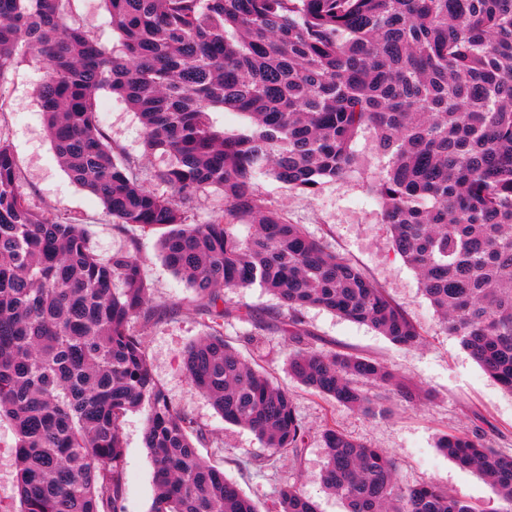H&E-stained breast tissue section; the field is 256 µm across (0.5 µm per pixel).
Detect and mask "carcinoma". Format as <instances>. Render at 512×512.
I'll use <instances>...</instances> for the list:
<instances>
[{"label":"carcinoma","instance_id":"obj_1","mask_svg":"<svg viewBox=\"0 0 512 512\" xmlns=\"http://www.w3.org/2000/svg\"><path fill=\"white\" fill-rule=\"evenodd\" d=\"M62 0H0V84L26 48L55 155L116 224L166 227L165 263L206 300L185 374L224 421L297 460L306 430L291 395L224 341V291L258 286L286 315L255 323L288 337L301 385L368 415L416 388L371 358L309 347L319 307L412 348L423 330L348 258L310 238L258 191L263 175L314 193L356 163L366 132L393 249L419 275L439 323L512 393V0H105L121 54L64 19ZM108 90L136 112L164 160L159 194L115 156L96 112ZM249 118L228 134L208 112ZM224 209L190 222L201 192ZM239 224L252 227L244 239ZM135 249L99 258L82 226L31 207L0 138V418L15 435L19 512H121V425L146 409L151 512H259L197 443L195 416L154 382L136 324L159 318ZM323 484L346 512H481L431 483H400L391 456L334 426L321 432ZM437 448L480 472L512 508V455L449 432ZM276 512H318L291 483Z\"/></svg>","mask_w":512,"mask_h":512}]
</instances>
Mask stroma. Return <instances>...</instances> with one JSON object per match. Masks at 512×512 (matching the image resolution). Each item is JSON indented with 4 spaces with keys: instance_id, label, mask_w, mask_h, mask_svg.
<instances>
[{
    "instance_id": "1",
    "label": "stroma",
    "mask_w": 512,
    "mask_h": 512,
    "mask_svg": "<svg viewBox=\"0 0 512 512\" xmlns=\"http://www.w3.org/2000/svg\"><path fill=\"white\" fill-rule=\"evenodd\" d=\"M62 11L69 23L86 30L105 51L118 50L120 37L112 30L104 0H63ZM45 75V62L21 50L0 83V137L13 148L19 190L35 210L76 219L99 258L138 247L152 302L164 309L161 319L143 331L152 375L174 406L193 413L206 428L207 437L198 446L205 460L223 467L226 476L257 502L261 512H273L278 487L284 482L296 484L319 512H345L343 502L327 493L322 484L326 450L321 431L330 424L388 451L402 484L430 481L481 505L486 512H503L504 502L487 481L478 472L459 467L436 442L448 431L477 430L500 452L512 453V394L482 370L455 336L439 327L416 271L393 251L380 219V203L370 188V176L378 165L370 136L358 142L355 170L344 180L325 183L316 194L291 189L269 175L259 179L257 188L276 201L289 221L301 225L308 236L362 266L425 335L418 347L401 349L369 325L308 307L302 316L312 333L311 347L375 359L428 397L415 404L393 400L390 414L383 417L350 409L302 387L289 375L288 339L279 330L271 328L260 334L254 323L236 315L226 317L225 341L245 359L261 365L292 396L295 414L308 431L302 454L294 461L267 455L252 431L226 423L192 387L183 370V352L205 332L200 300L164 263L158 249L160 230L113 224L100 200L70 181L43 127L37 89ZM96 108L112 145L134 161L145 183L163 191L156 178L162 162L145 152L138 114L105 90L98 92ZM146 419L145 412L134 411L122 424L126 478L122 512H150L152 507L153 468L143 440ZM13 445L11 426L1 420L0 512H18L20 508L12 477Z\"/></svg>"
}]
</instances>
